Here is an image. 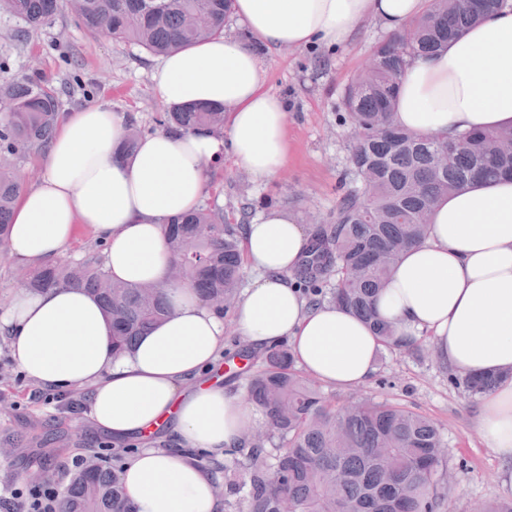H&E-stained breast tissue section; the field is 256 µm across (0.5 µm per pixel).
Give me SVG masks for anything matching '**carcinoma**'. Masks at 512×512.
I'll return each mask as SVG.
<instances>
[{
	"instance_id": "obj_1",
	"label": "carcinoma",
	"mask_w": 512,
	"mask_h": 512,
	"mask_svg": "<svg viewBox=\"0 0 512 512\" xmlns=\"http://www.w3.org/2000/svg\"><path fill=\"white\" fill-rule=\"evenodd\" d=\"M507 0H428L407 40L390 36L375 49L376 65L351 79L344 105L354 129L352 179L330 224H314L306 255L293 277L309 302L344 306L367 323L389 353L419 355L426 337L406 339L376 310L403 252L423 241L437 200L478 179L512 176V126L432 139L392 120L405 67L436 52L482 15ZM67 10L89 31L168 55L224 32L231 0H0V13L30 27ZM60 101L36 73L0 78V241L8 240L13 205L23 192L16 161L47 148ZM170 132L224 138V109L189 106L157 118ZM172 271L197 289L214 311L231 318L243 285L244 224L218 208L177 215L166 225ZM31 290L83 288L97 296L112 322V346L128 351L170 313L165 288L112 281L88 260L47 263L25 275ZM245 367V390L263 422L250 438L225 452L216 472L230 491H245L247 512H447L449 468L439 427L395 402L365 399L335 408L303 375L280 343L256 354L227 352ZM500 381L496 374L449 383L470 396ZM59 512H133L122 468L97 464L65 489Z\"/></svg>"
}]
</instances>
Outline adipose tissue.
Wrapping results in <instances>:
<instances>
[{"label":"adipose tissue","instance_id":"obj_1","mask_svg":"<svg viewBox=\"0 0 512 512\" xmlns=\"http://www.w3.org/2000/svg\"><path fill=\"white\" fill-rule=\"evenodd\" d=\"M422 9L423 0H236L247 39L220 34L167 55L152 75L165 105L224 107L227 141L160 130L124 154V118L105 105L83 107L64 118L41 176L18 197L9 251L19 265L59 257L84 224L107 237L113 280L167 289L172 315L122 353L112 347L102 304L84 291L21 288L0 309V337L19 370L58 391H86L90 417L113 445L163 426L172 432L175 447L144 448L123 465L135 512H219L213 475L195 452L223 459L253 416L239 393L206 378L224 355L228 326L257 351L288 342L297 365L329 384L354 387L373 374L374 331L344 308L308 307L298 292L292 272L308 234L294 217L267 210L246 226L245 262L259 277L229 322L189 285L170 282L164 226L201 204L209 166L223 150L258 183L284 167L288 106L267 89L255 45H341L368 20L401 33ZM393 119L448 138L511 126L512 7L413 61ZM378 310L407 336H431L456 373L506 374L485 395L476 429L497 457L512 461V178L438 200L427 239L403 253Z\"/></svg>","mask_w":512,"mask_h":512}]
</instances>
